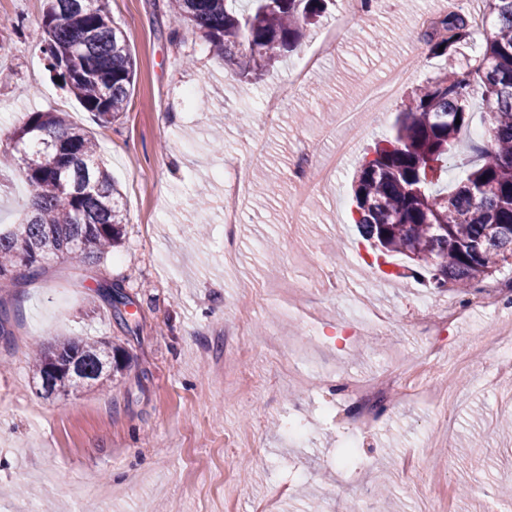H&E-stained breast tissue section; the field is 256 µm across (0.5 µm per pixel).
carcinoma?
<instances>
[{
  "label": "carcinoma",
  "instance_id": "obj_1",
  "mask_svg": "<svg viewBox=\"0 0 512 512\" xmlns=\"http://www.w3.org/2000/svg\"><path fill=\"white\" fill-rule=\"evenodd\" d=\"M325 0H168L180 25L199 33L212 55L237 65L253 83L295 51ZM492 29L478 63L444 71L416 91L399 112L394 133L364 157L354 185L353 221L372 247L400 253L429 274L438 290L474 288L512 259V0H484ZM469 17L438 18L423 41L432 56H450L473 37ZM41 53L52 77L106 127L125 112L135 60L114 25L108 0H46ZM481 94L489 127L464 176L438 188L468 127V103ZM460 124H455V121ZM12 150L30 188L25 222L0 228V285L24 271L39 275L61 254L90 265L118 246L127 217L121 193L97 158L86 129L65 112L34 111L17 129ZM116 319L127 322L123 289L106 293ZM130 357L110 340L62 339L37 346L33 368L48 396L68 398L123 374Z\"/></svg>",
  "mask_w": 512,
  "mask_h": 512
}]
</instances>
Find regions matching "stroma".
Instances as JSON below:
<instances>
[{
	"instance_id": "obj_1",
	"label": "stroma",
	"mask_w": 512,
	"mask_h": 512,
	"mask_svg": "<svg viewBox=\"0 0 512 512\" xmlns=\"http://www.w3.org/2000/svg\"><path fill=\"white\" fill-rule=\"evenodd\" d=\"M45 0H0V150L32 111H64L98 142L123 195L121 246L94 265L51 260L34 278L0 288L8 338H0V512H41L46 489L56 512H345L350 500L381 512H512V376L486 385L499 353L486 348L458 379L448 425L419 401L387 395L374 427L336 426L326 403L339 377L408 364L424 337L378 328L455 298L425 288L420 274L392 277L408 261L374 259L353 224L351 184L363 156L388 136L407 97L461 54L423 52L416 75L390 96L382 116L362 119L338 179L290 206L289 168L301 145L323 161L337 114L350 111L367 83H385L401 55L421 47L422 13L447 14V0H383L305 78L291 70L332 28L331 0L300 48L262 80L241 82L234 65L212 59L199 34L176 28L166 0H109L130 40L136 75L127 112L111 127L60 88L39 50ZM287 86L276 119L257 121L275 88ZM194 89L205 108L190 105ZM262 135L265 156L251 140ZM223 148L212 151L213 137ZM264 172L275 196L238 197L224 184L237 170ZM206 197V213L197 201ZM29 197L12 159L0 157V225L21 223ZM237 208V263L224 261V213ZM309 288L298 291L297 283ZM130 295L129 326L116 322L99 286ZM512 321V306L475 311L457 343L490 339ZM358 334L337 340V327ZM110 339L131 362L110 389L47 400L28 356L33 342ZM308 341L309 360L283 369L288 347ZM305 438L289 442L286 421ZM356 460L339 466L348 440Z\"/></svg>"
}]
</instances>
